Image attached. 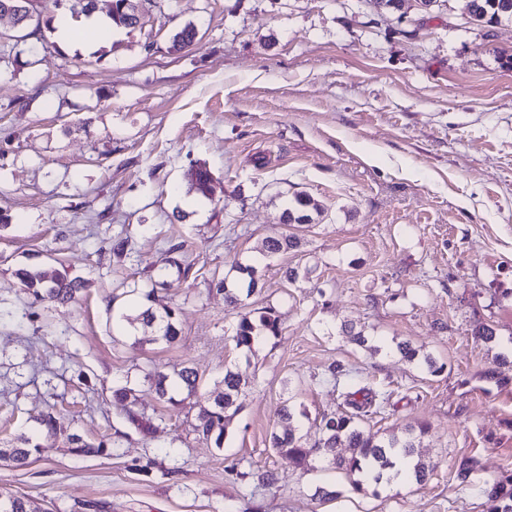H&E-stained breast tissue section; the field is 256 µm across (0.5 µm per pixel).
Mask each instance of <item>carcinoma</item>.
I'll list each match as a JSON object with an SVG mask.
<instances>
[{"label": "carcinoma", "instance_id": "carcinoma-1", "mask_svg": "<svg viewBox=\"0 0 512 512\" xmlns=\"http://www.w3.org/2000/svg\"><path fill=\"white\" fill-rule=\"evenodd\" d=\"M465 14L470 22L480 26H493L507 19L512 21V0H464ZM66 9L73 16L89 17L96 13V0H50V5L40 11V16L26 20L13 15L18 29L32 28V33L44 29L55 30L53 23L57 11ZM139 0H112V9L107 13L111 25L125 28L137 27ZM197 31L188 24L178 30L172 37V46L185 49L194 45ZM318 211V204L307 195H297L287 203L284 216L290 224H306L311 221V212ZM299 246L298 239L291 234L267 237L262 240L260 252L266 257H273ZM239 273L238 288L228 286L227 280L213 282L216 291L224 294V299L231 304L241 301V295L254 294L259 287L258 269L251 264L237 265ZM24 293L34 303L51 302L66 305L76 300L81 290V282L71 278L67 272L52 265L42 267H21L15 271ZM156 289L144 294L145 303L136 320L146 326L156 327V339L173 343L180 336L179 308L167 306L163 311L154 309ZM281 334L280 315L275 307L266 306L253 314L241 315L232 336L234 347L244 357L254 351L255 347L270 337ZM405 360L423 368L431 375H437L444 369L429 354H424L408 342H399L395 346ZM150 390L160 400L176 402L173 392L179 391L190 399L197 396L202 385L198 370L189 365H181L170 372L154 370L146 374ZM326 382L334 383L341 398L340 411L324 413L318 424L320 437L307 447L303 437L297 435L293 426L296 416H307L295 404L285 401L277 412L280 429L270 435V448L281 456L294 461L302 468H313L320 464L327 470H340L350 478V487L356 493L367 491L370 487L390 484L400 460L408 461V478L422 483L433 474V464L421 459L417 448L422 438L428 433V427L420 425L409 428L401 435L389 434L378 436L363 430L364 420L383 413L392 391L371 384L361 383L358 375L341 365H331L323 374ZM223 389L212 392L206 399V405L200 407L198 423L194 431L197 435L212 442L215 447H224L226 425L242 407V397L246 394L247 383L239 373L227 368L221 381ZM115 402L125 414L127 423L140 434L152 433L151 418L138 407L135 389L125 383L113 391ZM41 444L33 437L20 436L16 441L5 446L0 445V462L10 467L22 468ZM67 447L72 453L83 456H97L106 452L104 441L94 442L77 434L67 439ZM228 473L245 485L266 488L274 483L270 471L259 472L244 466V459H239L228 467ZM482 491L492 503L493 512H512V484L508 485L497 478L483 481ZM0 512H38L31 498L10 491H0Z\"/></svg>", "mask_w": 512, "mask_h": 512}]
</instances>
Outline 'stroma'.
<instances>
[{"label": "stroma", "instance_id": "1", "mask_svg": "<svg viewBox=\"0 0 512 512\" xmlns=\"http://www.w3.org/2000/svg\"><path fill=\"white\" fill-rule=\"evenodd\" d=\"M140 12L135 30L94 34L89 50L54 32L16 38L0 20V441L36 434L39 412L61 417L28 466H0V491L48 512H490L483 479H512V22L472 24L463 0L427 13L414 0H141ZM188 24L196 45L172 51ZM196 165L210 195L190 187ZM299 193L320 214L282 224ZM283 233L299 248L261 256ZM176 243L184 280L169 266ZM251 258L262 289L229 305L211 283ZM42 264L82 280L78 302L31 303L14 272ZM289 267L312 273L291 283ZM162 280L159 305L181 308L171 344L129 322ZM268 305L282 334L242 358L235 325ZM400 341L444 371L407 362ZM181 364L204 397L225 367L247 382L223 448L198 439L193 401L158 400L144 380ZM333 364L392 391L366 430L428 426L426 483L356 493L344 473L270 448L288 399L314 443L316 418L339 408L321 380ZM125 380L151 436L113 401ZM74 433L118 445L78 456L64 446ZM239 458L272 471L273 488L247 495L226 473ZM319 486L340 498L316 500Z\"/></svg>", "mask_w": 512, "mask_h": 512}]
</instances>
